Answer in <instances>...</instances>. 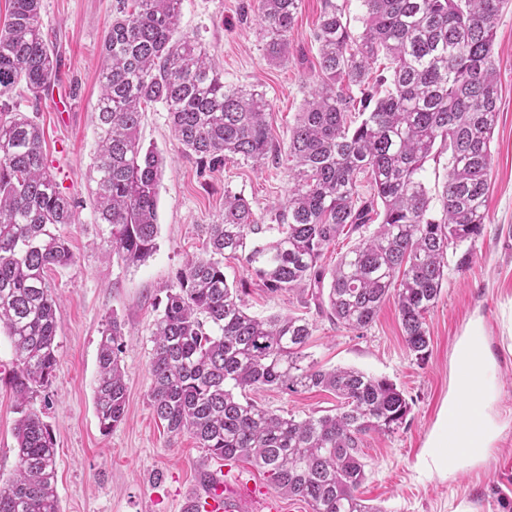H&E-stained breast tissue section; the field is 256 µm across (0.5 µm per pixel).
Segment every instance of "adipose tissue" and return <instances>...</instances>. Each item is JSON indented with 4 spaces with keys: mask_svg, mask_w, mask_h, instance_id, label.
<instances>
[{
    "mask_svg": "<svg viewBox=\"0 0 512 512\" xmlns=\"http://www.w3.org/2000/svg\"><path fill=\"white\" fill-rule=\"evenodd\" d=\"M453 362L457 376L421 459L440 476L484 463L501 432L492 410L498 398L496 363L485 348L481 322H473L458 339Z\"/></svg>",
    "mask_w": 512,
    "mask_h": 512,
    "instance_id": "ef3b65f1",
    "label": "adipose tissue"
}]
</instances>
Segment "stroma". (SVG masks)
<instances>
[{"label": "stroma", "mask_w": 512, "mask_h": 512, "mask_svg": "<svg viewBox=\"0 0 512 512\" xmlns=\"http://www.w3.org/2000/svg\"><path fill=\"white\" fill-rule=\"evenodd\" d=\"M322 4L302 0L288 36L290 59L279 65L264 50L258 0L182 3V30L220 62L225 84L264 93L271 133L283 149L317 78L312 34ZM116 5L117 0H42L41 23L53 44L60 81L46 99L15 96L9 101L43 128L51 173L61 190L82 203L78 223L58 227L76 261L51 274L58 301L59 358L52 384L33 401L57 448L60 512H181L187 496L218 469L243 475L253 488L244 512H261L262 500L277 492L267 474L245 460L207 459L190 434L170 436L155 417L149 397L151 336L168 290L177 287L179 272L202 247L203 225L222 216L225 192L244 196L257 217L270 223L291 187L288 157L283 153L269 168L234 159L221 169L202 172L198 160L183 153L162 106H150L140 135L164 158L156 249L131 267L106 255L88 202V172L101 45ZM495 55L499 114L491 143L488 219L475 242L448 250L441 294L426 316L431 345L425 361L409 353L393 301H385L374 322L359 334L333 325L296 295L268 290L242 261L224 262L227 279L245 285L250 312L301 315L313 322L307 351L323 368L354 367L387 378L403 391L410 404L405 424L391 434L366 436L361 448L367 474L362 496L382 512H512V0H505L497 19ZM114 316L124 324L127 406L123 423L106 432L96 416L93 390L101 331ZM476 317L498 361L496 410L505 428L487 461L442 481L418 468L417 461L448 400L456 374L454 346ZM13 361L11 343L1 332L0 483L12 477L17 465L14 428L19 414L6 382ZM251 397L275 413L299 418L336 406L332 393L316 388L298 393L260 389Z\"/></svg>", "instance_id": "1"}]
</instances>
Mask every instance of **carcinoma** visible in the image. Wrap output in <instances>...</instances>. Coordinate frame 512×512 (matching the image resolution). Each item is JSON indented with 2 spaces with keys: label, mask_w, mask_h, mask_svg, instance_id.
I'll use <instances>...</instances> for the list:
<instances>
[{
  "label": "carcinoma",
  "mask_w": 512,
  "mask_h": 512,
  "mask_svg": "<svg viewBox=\"0 0 512 512\" xmlns=\"http://www.w3.org/2000/svg\"><path fill=\"white\" fill-rule=\"evenodd\" d=\"M301 0H259L267 57L288 59ZM505 0H363L356 35L335 0L313 31L316 84L288 137L292 187L264 224L240 195L204 227V253L166 295L151 341L150 402L168 433L190 434L214 460L245 458L311 512H381L360 496L364 436L393 433L410 405L395 383L352 367L324 370L306 347L302 316L258 317L246 290L228 281L224 258L243 263L272 292H298L332 324L361 333L382 304H397L411 354L430 347L425 315L437 303L450 246L480 237L487 221L491 143L497 122L496 23ZM182 0H119L102 44L101 94L90 168L94 221L107 251L127 266L156 247L163 158L140 141L146 107L161 104L182 150L215 170L239 157L277 162L263 93L224 85V68L178 31ZM41 0H11L0 28V329L15 355L9 380L18 402L17 466L0 488V512H60L56 448L31 403L58 364L57 298L50 272L75 263L57 226L78 221L46 166L43 130L1 101L17 87L39 101L58 80L40 22ZM390 70L374 74L379 55ZM357 89L359 96L350 94ZM358 106L361 120L348 122ZM448 155L441 211L422 179L428 159ZM371 193L359 194L357 178ZM378 222L372 234L369 224ZM355 243L331 268L325 253ZM124 324L102 330L94 406L100 425L125 419ZM336 395L333 413L298 419L248 397L254 388Z\"/></svg>",
  "instance_id": "carcinoma-1"
}]
</instances>
